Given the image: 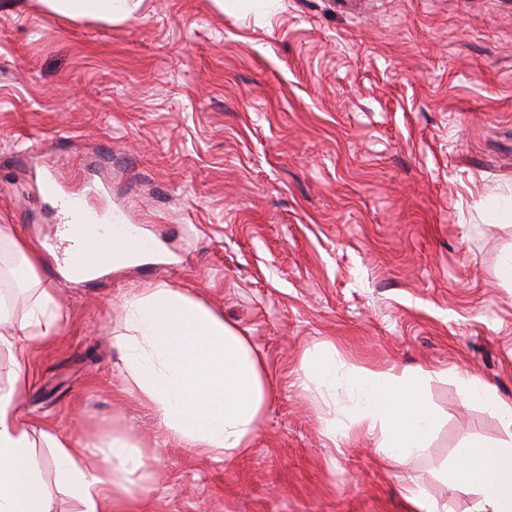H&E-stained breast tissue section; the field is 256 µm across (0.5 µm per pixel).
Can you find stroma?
Returning <instances> with one entry per match:
<instances>
[{
	"label": "stroma",
	"mask_w": 512,
	"mask_h": 512,
	"mask_svg": "<svg viewBox=\"0 0 512 512\" xmlns=\"http://www.w3.org/2000/svg\"><path fill=\"white\" fill-rule=\"evenodd\" d=\"M110 190L158 254L52 289L49 343L0 346V387L24 354L18 411L101 456L125 438L152 459L131 512H414L409 479L467 512L442 479L477 436L512 438L467 404L466 373L512 402V0H143L120 22L0 0V225L41 245L62 218L41 180ZM183 289L246 336L271 380L257 435L229 458L163 444L126 390L129 295ZM333 350L359 373L420 372L439 416L427 454L390 465L350 405L302 389ZM35 455L52 512H77L51 450Z\"/></svg>",
	"instance_id": "stroma-1"
}]
</instances>
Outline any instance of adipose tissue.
<instances>
[{
    "label": "adipose tissue",
    "mask_w": 512,
    "mask_h": 512,
    "mask_svg": "<svg viewBox=\"0 0 512 512\" xmlns=\"http://www.w3.org/2000/svg\"><path fill=\"white\" fill-rule=\"evenodd\" d=\"M49 10L74 19L105 22L128 18L141 0H41ZM83 241L79 268L68 257L57 260L62 276L81 282L129 266L141 254L142 236L113 225L110 242H103L93 224L63 230ZM18 258L10 274L16 282L38 285L43 254L27 240L0 226ZM57 302L50 289L40 288L26 321L14 322L0 300V345L16 341H46L56 328ZM112 342L122 353L127 385L153 405L169 443L211 455L232 456L250 448L265 409L270 381L247 338L228 325L221 314L178 288L160 286L126 302L122 328ZM306 380L324 386L328 394L344 387L351 402V421L338 433L356 429L370 436L390 463L405 464L423 456L439 417L423 394L418 374L354 375L343 369L331 351L303 360ZM466 403L494 413L512 433V403L479 379L459 377ZM29 383L18 367L12 384L0 389V512H51L34 458L33 431L18 416V402ZM53 461L79 512H106L145 491L151 466L133 453L127 442L113 438L96 462L84 449L50 436ZM449 486L470 495L468 512H512V445L493 447L480 439L462 444L448 472Z\"/></svg>",
    "instance_id": "1"
}]
</instances>
